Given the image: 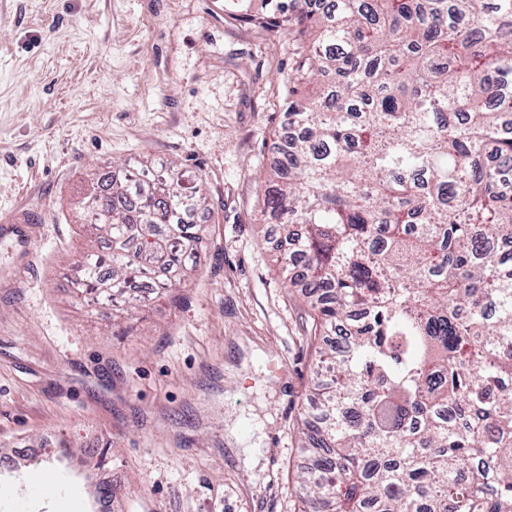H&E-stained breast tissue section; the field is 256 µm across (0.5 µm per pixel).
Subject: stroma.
Returning a JSON list of instances; mask_svg holds the SVG:
<instances>
[{
    "instance_id": "35a3bbf8",
    "label": "stroma",
    "mask_w": 512,
    "mask_h": 512,
    "mask_svg": "<svg viewBox=\"0 0 512 512\" xmlns=\"http://www.w3.org/2000/svg\"><path fill=\"white\" fill-rule=\"evenodd\" d=\"M294 49L224 0H0V512H299L325 339L260 192ZM146 161L209 213L183 287L126 321L73 286L75 202ZM62 438L46 491L27 446Z\"/></svg>"
}]
</instances>
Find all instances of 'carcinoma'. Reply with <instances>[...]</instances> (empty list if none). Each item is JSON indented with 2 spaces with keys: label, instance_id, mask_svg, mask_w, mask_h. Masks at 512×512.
Wrapping results in <instances>:
<instances>
[{
  "label": "carcinoma",
  "instance_id": "obj_1",
  "mask_svg": "<svg viewBox=\"0 0 512 512\" xmlns=\"http://www.w3.org/2000/svg\"><path fill=\"white\" fill-rule=\"evenodd\" d=\"M287 27L292 135L262 217L315 331L347 324L301 433L302 512H512V0H265ZM333 82L316 94L310 84ZM81 287L131 314L128 284L195 261L202 179L141 165L83 196Z\"/></svg>",
  "mask_w": 512,
  "mask_h": 512
}]
</instances>
